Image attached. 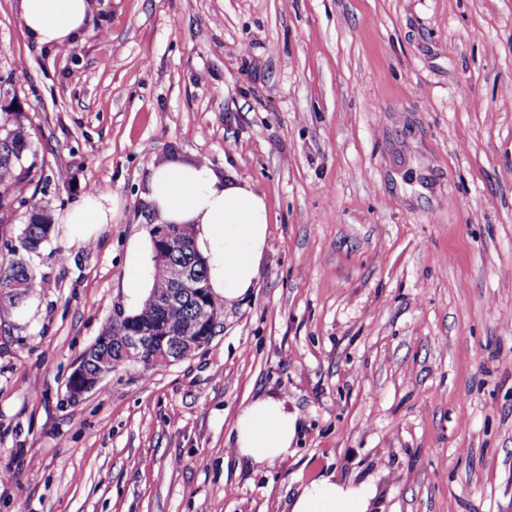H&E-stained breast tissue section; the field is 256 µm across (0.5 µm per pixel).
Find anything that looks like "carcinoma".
Listing matches in <instances>:
<instances>
[{
  "mask_svg": "<svg viewBox=\"0 0 512 512\" xmlns=\"http://www.w3.org/2000/svg\"><path fill=\"white\" fill-rule=\"evenodd\" d=\"M32 153L29 134L22 121V113L8 112L0 123V211L9 212L15 205L26 203L23 193L33 181L32 173L35 162L28 161ZM51 230L49 214L36 206H31L28 222L24 225L20 247L9 249L14 258L0 263V309L16 308L35 287L36 274L24 258L17 256L18 249L26 252L36 251ZM170 260L175 263L189 265L200 279H207L208 259L201 255L197 248H177ZM179 308L161 320L158 306L149 298L131 317L135 325L147 330L159 331L160 326L169 330L181 329L190 335H213L215 327L202 326L198 319V305L195 295L188 289L179 292ZM120 328L112 327L97 343L87 350L85 368L90 374L98 369V363L105 360L109 363L121 361V345L117 340Z\"/></svg>",
  "mask_w": 512,
  "mask_h": 512,
  "instance_id": "carcinoma-1",
  "label": "carcinoma"
}]
</instances>
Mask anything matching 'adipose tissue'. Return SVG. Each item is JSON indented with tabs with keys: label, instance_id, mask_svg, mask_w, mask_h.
Here are the masks:
<instances>
[{
	"label": "adipose tissue",
	"instance_id": "1",
	"mask_svg": "<svg viewBox=\"0 0 512 512\" xmlns=\"http://www.w3.org/2000/svg\"><path fill=\"white\" fill-rule=\"evenodd\" d=\"M26 37L35 45L62 48L86 34L92 0H19ZM149 201L163 224L191 225L198 250L209 258L208 279L225 303L254 288L267 249L268 210L258 190L219 177L205 162L170 164L150 175ZM111 194L98 191L66 212L62 223L106 224ZM297 431L296 416L284 400L269 396L245 406L235 426L234 449L256 462L287 457ZM374 493L363 481L321 477L295 496L290 512H369Z\"/></svg>",
	"mask_w": 512,
	"mask_h": 512
}]
</instances>
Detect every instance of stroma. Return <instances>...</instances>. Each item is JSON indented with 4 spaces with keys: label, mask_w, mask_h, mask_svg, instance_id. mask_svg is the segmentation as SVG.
<instances>
[{
    "label": "stroma",
    "mask_w": 512,
    "mask_h": 512,
    "mask_svg": "<svg viewBox=\"0 0 512 512\" xmlns=\"http://www.w3.org/2000/svg\"><path fill=\"white\" fill-rule=\"evenodd\" d=\"M58 216L36 285L0 311V512H290L323 475L373 512H512V0H96L40 50L0 0V90ZM205 162L264 194L252 294L210 342L69 378L139 309L129 260L152 168ZM264 395L288 457L235 454ZM112 219V195L96 191L86 196L81 204L66 212L60 224H106Z\"/></svg>",
    "instance_id": "35a3bbf8"
}]
</instances>
